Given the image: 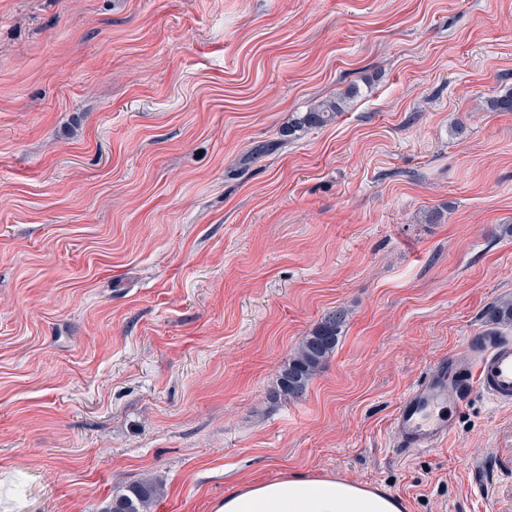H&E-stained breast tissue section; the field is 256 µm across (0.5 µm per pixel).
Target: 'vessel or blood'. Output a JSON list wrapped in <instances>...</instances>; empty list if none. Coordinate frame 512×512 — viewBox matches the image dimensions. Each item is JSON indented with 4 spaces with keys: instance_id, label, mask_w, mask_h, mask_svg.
Masks as SVG:
<instances>
[{
    "instance_id": "b4317fda",
    "label": "vessel or blood",
    "mask_w": 512,
    "mask_h": 512,
    "mask_svg": "<svg viewBox=\"0 0 512 512\" xmlns=\"http://www.w3.org/2000/svg\"><path fill=\"white\" fill-rule=\"evenodd\" d=\"M481 391L496 404L512 405V339L484 336L469 358L438 361L425 379L397 405L391 426L398 435L397 451L412 455L439 446L453 428L442 416L458 403L464 389Z\"/></svg>"
}]
</instances>
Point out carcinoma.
Returning a JSON list of instances; mask_svg holds the SVG:
<instances>
[{"mask_svg": "<svg viewBox=\"0 0 512 512\" xmlns=\"http://www.w3.org/2000/svg\"><path fill=\"white\" fill-rule=\"evenodd\" d=\"M357 93V87L352 86L333 100L313 105L294 119L288 133L322 127L334 121L344 112L347 101ZM491 316L495 323L511 327L512 301L498 304ZM346 318L347 313L344 310H330L308 335L302 337L296 350L282 367L275 396L289 399L303 396L310 382L336 349ZM163 492V484L159 480L144 476L113 494L103 503L100 512H150L152 505Z\"/></svg>", "mask_w": 512, "mask_h": 512, "instance_id": "cac0c4a2", "label": "carcinoma"}]
</instances>
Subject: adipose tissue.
<instances>
[{"mask_svg": "<svg viewBox=\"0 0 512 512\" xmlns=\"http://www.w3.org/2000/svg\"><path fill=\"white\" fill-rule=\"evenodd\" d=\"M215 512H406L401 498L338 477L282 474L228 489Z\"/></svg>", "mask_w": 512, "mask_h": 512, "instance_id": "obj_1", "label": "adipose tissue"}]
</instances>
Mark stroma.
Here are the masks:
<instances>
[{"label": "stroma", "mask_w": 512, "mask_h": 512, "mask_svg": "<svg viewBox=\"0 0 512 512\" xmlns=\"http://www.w3.org/2000/svg\"><path fill=\"white\" fill-rule=\"evenodd\" d=\"M509 87L512 0H0V512L145 475L150 512H215L286 472L512 512V407L472 393L405 458L390 426L512 299ZM357 93V87L352 86L333 100H325L314 104L307 112L301 113L294 119L290 130L288 128V132L292 134L295 131H305L309 128L327 125L344 112L347 101L354 98ZM346 318L345 310H330L308 335L302 337L282 367L274 391L276 397L296 399L303 396L310 382L336 349Z\"/></svg>", "instance_id": "stroma-1"}]
</instances>
